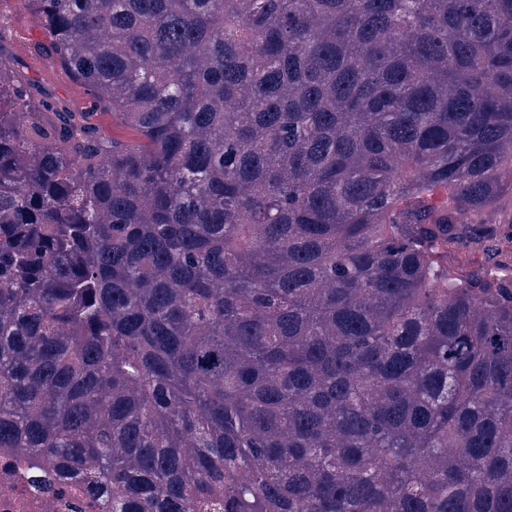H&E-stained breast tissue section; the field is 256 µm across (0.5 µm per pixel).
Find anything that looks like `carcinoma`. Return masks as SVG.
<instances>
[{"instance_id":"cac0c4a2","label":"carcinoma","mask_w":512,"mask_h":512,"mask_svg":"<svg viewBox=\"0 0 512 512\" xmlns=\"http://www.w3.org/2000/svg\"><path fill=\"white\" fill-rule=\"evenodd\" d=\"M136 132L0 55V448L112 512H512V0H22ZM497 234L475 244L461 239L448 242V268L458 276L482 277L512 275L510 266H504L512 255V224H493Z\"/></svg>"}]
</instances>
